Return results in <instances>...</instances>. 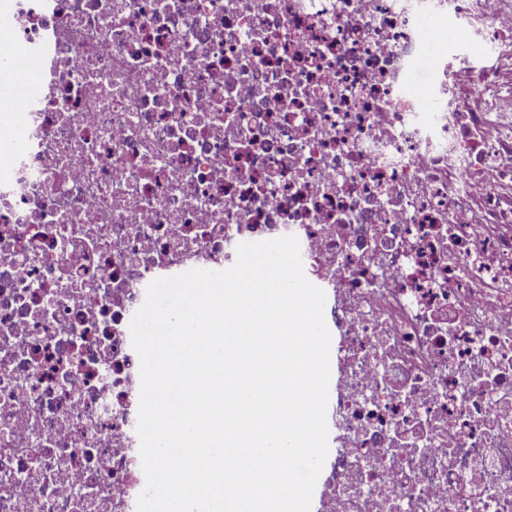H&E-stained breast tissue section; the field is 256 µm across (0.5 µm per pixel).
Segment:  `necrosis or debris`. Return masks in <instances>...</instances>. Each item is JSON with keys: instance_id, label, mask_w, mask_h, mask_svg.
<instances>
[{"instance_id": "1", "label": "necrosis or debris", "mask_w": 512, "mask_h": 512, "mask_svg": "<svg viewBox=\"0 0 512 512\" xmlns=\"http://www.w3.org/2000/svg\"><path fill=\"white\" fill-rule=\"evenodd\" d=\"M0 21L40 63L0 121V512H137L149 283L288 235L331 335L314 512H512V0ZM429 54L428 47H425L406 75L404 87L409 95L416 96L423 88L436 80V74L430 65Z\"/></svg>"}]
</instances>
